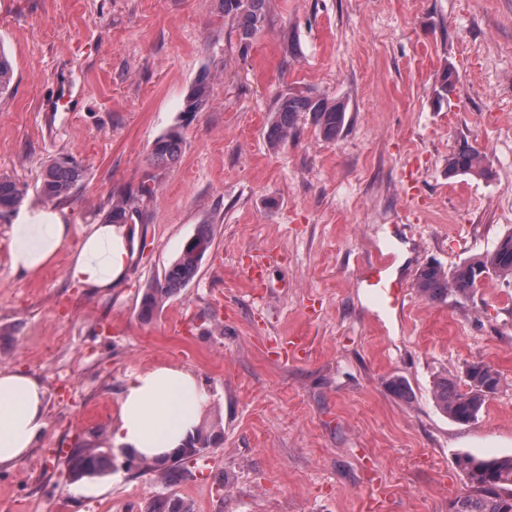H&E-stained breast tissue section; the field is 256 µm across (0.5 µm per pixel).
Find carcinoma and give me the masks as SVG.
Instances as JSON below:
<instances>
[{"label": "carcinoma", "mask_w": 512, "mask_h": 512, "mask_svg": "<svg viewBox=\"0 0 512 512\" xmlns=\"http://www.w3.org/2000/svg\"><path fill=\"white\" fill-rule=\"evenodd\" d=\"M266 0H222L224 16L236 22L240 49L247 51L253 37L264 27ZM13 67L0 49V96L9 91L13 81ZM210 80L200 76L193 84L186 100L185 111L197 112L209 100ZM312 114L317 134L325 141H334L345 126L346 108L340 101H330L304 95H289L279 99L269 126L268 141L278 145L288 140L295 129L300 113ZM181 135L170 132L154 143L151 161L156 166L174 162L180 153ZM486 153L464 141L448 157V176H484ZM83 178L82 168L69 162H53L45 171L39 192L49 201H60L69 197ZM25 191L14 180L0 177V218L11 214L22 202ZM139 198L129 197L112 202V208L103 218L109 224H129L138 212ZM210 249L212 234L209 225L199 226L184 245L182 251L164 273L162 281L145 290L140 306L144 317L153 314L163 299L186 287L197 275L205 253L199 246ZM489 275L512 277V232L498 240L494 249L484 255L463 262L452 269L439 264L423 267L415 282L417 291L431 302H442L450 296L468 297L477 281ZM467 388L463 389L454 379L443 378L434 385L433 397L436 407L451 421L470 424L477 420L487 401L497 393L501 375L491 365L482 361L473 362L465 371ZM211 441L203 429H196L185 444L174 451L178 457H192L201 453ZM167 459L140 460L142 469L160 472L165 481L181 479L184 470L167 467ZM459 466L465 473L470 487L476 494L457 498L450 512H512V456L491 459H476L463 456ZM112 472V457L102 448H78L67 458L62 473L71 482L83 477L102 476ZM152 512H189L183 503L165 496L157 498Z\"/></svg>", "instance_id": "obj_1"}]
</instances>
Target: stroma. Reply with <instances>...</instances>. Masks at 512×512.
Segmentation results:
<instances>
[{"label":"stroma","mask_w":512,"mask_h":512,"mask_svg":"<svg viewBox=\"0 0 512 512\" xmlns=\"http://www.w3.org/2000/svg\"><path fill=\"white\" fill-rule=\"evenodd\" d=\"M0 49L14 67L0 175L23 207H44L63 159L84 172L53 205L77 238L117 196L154 189L131 272L106 293L68 281L67 250L37 278L14 273V219L0 220V370L33 374L48 399L41 440L0 467V512H151L162 495L188 512H449L471 491L459 457L512 455V277L444 302L414 287L512 232V0H266L245 52L221 0H0ZM203 73L210 101L185 112ZM299 94L343 102V132L323 141L304 112L270 148L278 100ZM173 130L179 158L152 165ZM465 140L488 176H449ZM202 224L196 277L143 318L145 289ZM382 254L403 308L361 283ZM475 361L501 384L459 425L432 389ZM160 365L198 377L211 436L193 478L169 485L109 443L126 378ZM101 441L110 474L61 477L71 449Z\"/></svg>","instance_id":"stroma-1"}]
</instances>
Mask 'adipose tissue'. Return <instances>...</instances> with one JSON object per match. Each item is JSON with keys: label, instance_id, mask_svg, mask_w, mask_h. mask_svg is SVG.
Wrapping results in <instances>:
<instances>
[{"label": "adipose tissue", "instance_id": "obj_1", "mask_svg": "<svg viewBox=\"0 0 512 512\" xmlns=\"http://www.w3.org/2000/svg\"><path fill=\"white\" fill-rule=\"evenodd\" d=\"M135 230L129 224H93L80 241L72 227L50 209L16 214L8 242L14 272L35 276L64 249H71L66 276L76 286L109 291L126 279ZM203 394L185 370L158 366L130 375L119 406L113 441L137 457L157 459L181 446L195 431ZM46 391L38 378L18 370L0 371V466L22 461L46 428Z\"/></svg>", "mask_w": 512, "mask_h": 512}]
</instances>
